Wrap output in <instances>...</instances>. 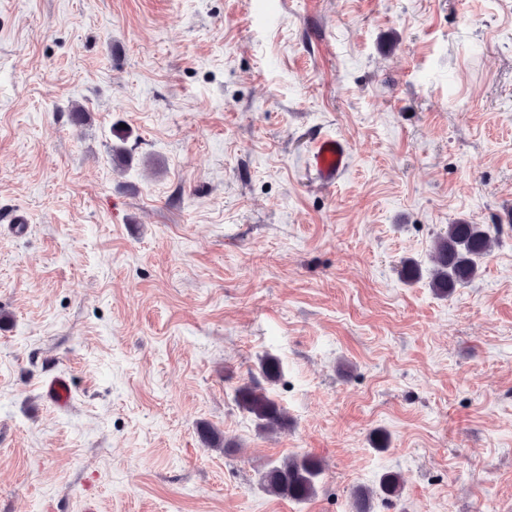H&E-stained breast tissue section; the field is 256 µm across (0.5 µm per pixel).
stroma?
I'll list each match as a JSON object with an SVG mask.
<instances>
[{
  "label": "stroma",
  "instance_id": "stroma-1",
  "mask_svg": "<svg viewBox=\"0 0 512 512\" xmlns=\"http://www.w3.org/2000/svg\"><path fill=\"white\" fill-rule=\"evenodd\" d=\"M326 136L352 155L331 187ZM462 219L501 229L478 277L405 281ZM267 354L274 436L234 399ZM303 454L312 498L260 488ZM364 488L512 512V0H0V512H350ZM350 146L339 137L317 139L309 154V167L314 179L322 185H335L349 165ZM42 394L46 401L57 409H66L72 400L71 379L64 375H55L42 384Z\"/></svg>",
  "mask_w": 512,
  "mask_h": 512
}]
</instances>
